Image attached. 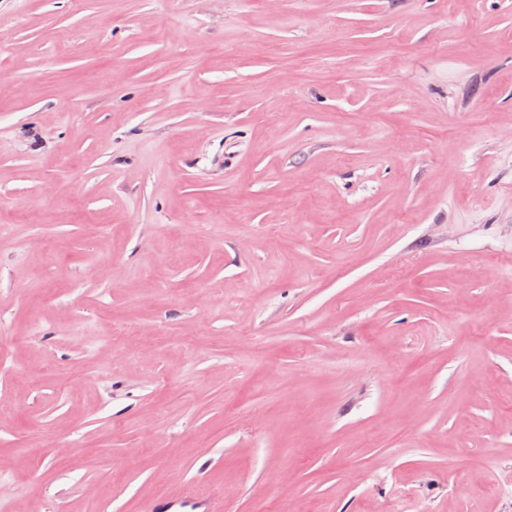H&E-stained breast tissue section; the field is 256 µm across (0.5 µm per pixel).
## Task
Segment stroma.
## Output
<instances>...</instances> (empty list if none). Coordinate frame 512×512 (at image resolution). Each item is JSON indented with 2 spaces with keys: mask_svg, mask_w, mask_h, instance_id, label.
Returning <instances> with one entry per match:
<instances>
[{
  "mask_svg": "<svg viewBox=\"0 0 512 512\" xmlns=\"http://www.w3.org/2000/svg\"><path fill=\"white\" fill-rule=\"evenodd\" d=\"M512 512V0H0V512ZM179 506L180 511H190V512H214L212 511L209 502L203 499L190 498L178 503H175L171 500H168L164 497H160L155 499L149 506L148 511L151 512H175L173 509ZM202 509V510H201Z\"/></svg>",
  "mask_w": 512,
  "mask_h": 512,
  "instance_id": "1",
  "label": "stroma"
}]
</instances>
